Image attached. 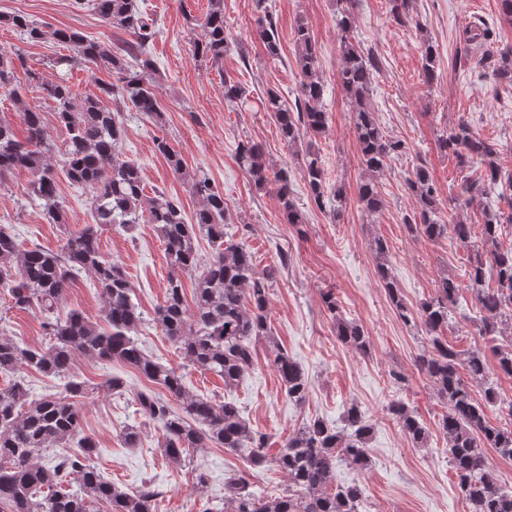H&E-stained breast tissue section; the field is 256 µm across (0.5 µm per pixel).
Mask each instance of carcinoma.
Masks as SVG:
<instances>
[{
    "label": "carcinoma",
    "instance_id": "cac0c4a2",
    "mask_svg": "<svg viewBox=\"0 0 512 512\" xmlns=\"http://www.w3.org/2000/svg\"><path fill=\"white\" fill-rule=\"evenodd\" d=\"M337 26L341 31V63L336 81L350 100L353 134L358 146L364 180L358 199L369 215L384 206L377 177L408 147L387 137L368 103L379 59L352 40L353 3L343 0ZM77 7L94 12L109 26L128 33L132 40L110 47L87 38L75 29H48L21 14H0V26L15 30L24 39H50L66 47L70 58L96 66H111L116 82L99 87L115 101L110 110L97 96L75 103L68 78H45L25 68L16 53L0 50V88L8 92L25 136H17L14 125L0 118V186L18 169L30 172V196L39 202L47 220L65 223L63 201L58 191L59 176L52 162L53 145L48 139L43 113L17 87V67L24 68L26 81L54 103V117L67 135L62 168L71 183L86 187L92 199L93 223L67 236L59 250L24 248L13 230L0 224V296L12 306L35 310L42 317L53 343L45 349L27 347L22 340L0 331V374L9 377L0 388V512H92L104 502L109 512H156L160 492L153 486L125 491L104 479L93 463L97 443L83 428L78 398L86 392L83 381L71 380L62 396L31 398L23 368L47 377L65 375L75 352L102 364L119 362L136 368L144 377L165 389L178 402L173 410L152 390L136 395L141 416L159 426V448L172 462L185 458L190 448L216 444L247 460L252 468L273 464L288 479V490L274 498H260L251 490L249 479L239 475L224 483V512H359L365 487L358 481L335 482L336 460L342 458L358 468L367 466L368 442L373 425L355 404L345 413L339 429L320 418L306 420L294 428L282 448L271 456L266 436L253 430L232 401L217 402L190 392L184 377L175 369L149 357L137 339L141 325L138 307L132 300L133 286L122 266L102 254L103 229L121 224L132 231L146 220L155 226L165 243L169 275L163 302L155 321L185 358L203 371L235 385L254 363L253 341L263 339L274 347L272 367L278 373L288 399L302 404L308 394L304 372L288 351L280 347L268 323L269 283L275 268L256 269L254 255L242 241L225 231L228 204L224 193L203 172H187L181 155L166 138L154 141L155 150L169 168L185 177L191 193L199 200L195 221L186 223L181 204L163 191L146 197L138 166L122 157L118 147L126 135L122 118L134 111L156 126L164 125L154 77V61L148 47L156 34L155 19L140 7L139 0H75ZM193 40V57L212 67L221 66L229 50L224 30V0H208V9L198 24ZM260 35L270 54H277L274 18L266 13L259 19ZM296 63L304 76L298 101L289 104L270 89L261 101L281 138L295 145L307 136L315 139L327 131L328 112L322 105L323 84L317 75V52L305 24L294 28ZM423 78L432 85L436 77V53L424 43ZM494 75L512 85V53L500 55L493 64ZM224 99L245 105V91L231 77L224 78ZM438 148L451 155L461 169L479 165L480 179L463 180L460 197L448 198V210L472 204L487 189L497 190L501 208L482 209V246L465 274L474 291L476 316L467 317L478 336L489 346L500 374L512 377V247H502V229L512 224V173L497 163V147L477 136L461 119L437 139ZM237 159L254 185L264 189L277 185V199L287 223H306L288 189V170H276L263 159L260 146L241 142ZM303 172L310 197L318 208L327 200L343 202L342 189L329 191L320 152L308 142L303 150ZM417 208L404 218L407 231L437 240L448 234L466 245L471 225L442 220L435 181L419 161L408 179ZM209 242L212 254L204 260L198 252V238ZM376 273L407 326L424 333L429 347L419 358L435 387L438 398L448 404L439 422L448 439L449 464L455 472L469 512H512V494L498 486L487 457L492 448L512 460V399H503L492 386L485 388L484 401L471 393L475 382L487 375L486 350L481 347L461 354L442 341L448 328L449 305L456 302L459 285L455 279H440L435 295L417 310L408 307L393 275L382 241L375 244ZM493 271L497 286L484 287L487 271ZM89 272L101 288L104 324L93 323L77 310L61 312L65 292L79 272ZM195 276L194 308L185 305L183 276ZM327 310L336 323V336L345 345L366 352L369 347L361 325L340 314L335 296L323 295ZM499 406L505 414L501 424L491 423L488 405ZM390 413L402 432L416 445L428 438L426 427L403 402L394 401Z\"/></svg>",
    "mask_w": 512,
    "mask_h": 512
}]
</instances>
